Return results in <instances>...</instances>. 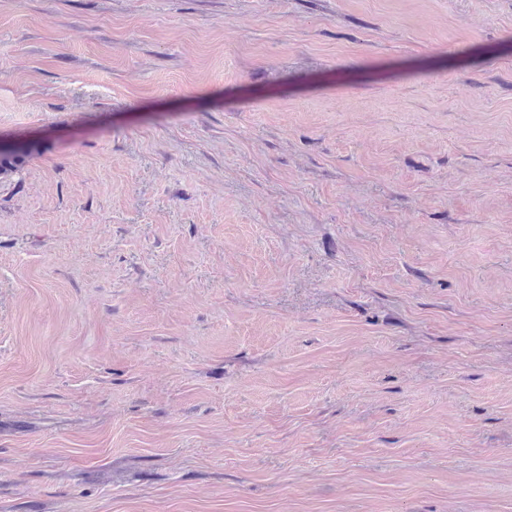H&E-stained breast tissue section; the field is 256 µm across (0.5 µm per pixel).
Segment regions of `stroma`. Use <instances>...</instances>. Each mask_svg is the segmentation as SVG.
<instances>
[{"instance_id":"35a3bbf8","label":"stroma","mask_w":512,"mask_h":512,"mask_svg":"<svg viewBox=\"0 0 512 512\" xmlns=\"http://www.w3.org/2000/svg\"><path fill=\"white\" fill-rule=\"evenodd\" d=\"M0 512H512V0H0Z\"/></svg>"}]
</instances>
